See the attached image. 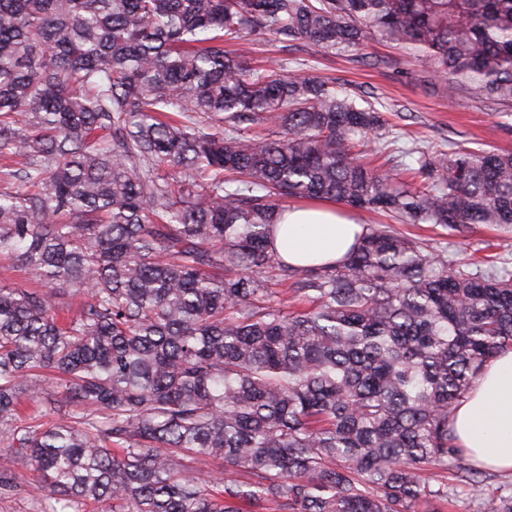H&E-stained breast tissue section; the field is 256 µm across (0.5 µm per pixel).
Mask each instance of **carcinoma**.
Wrapping results in <instances>:
<instances>
[{
    "label": "carcinoma",
    "mask_w": 512,
    "mask_h": 512,
    "mask_svg": "<svg viewBox=\"0 0 512 512\" xmlns=\"http://www.w3.org/2000/svg\"><path fill=\"white\" fill-rule=\"evenodd\" d=\"M413 48L512 112V0H0V495L38 512H418L486 476L452 413L512 347V271L381 224L337 265L269 247L293 203L512 226V152L368 167L390 125L224 41ZM83 297L75 306L68 298ZM54 414L44 424L40 418ZM220 459L205 487L196 464ZM454 483L448 484V471ZM12 259L0 256V286H19L23 288H41L38 278L30 271H15ZM16 472L20 486L12 495L0 497V512H35L34 503L38 496L36 475L26 465H18Z\"/></svg>",
    "instance_id": "cac0c4a2"
}]
</instances>
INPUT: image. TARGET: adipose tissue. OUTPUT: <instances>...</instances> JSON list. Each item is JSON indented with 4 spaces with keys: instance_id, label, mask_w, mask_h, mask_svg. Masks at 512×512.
<instances>
[{
    "instance_id": "adipose-tissue-1",
    "label": "adipose tissue",
    "mask_w": 512,
    "mask_h": 512,
    "mask_svg": "<svg viewBox=\"0 0 512 512\" xmlns=\"http://www.w3.org/2000/svg\"><path fill=\"white\" fill-rule=\"evenodd\" d=\"M362 231L360 223L335 206L294 208L276 225L273 246L291 266L335 264L346 257ZM452 419L458 442L473 461L512 471V349L499 352L485 365Z\"/></svg>"
}]
</instances>
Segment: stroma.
I'll use <instances>...</instances> for the list:
<instances>
[{
    "label": "stroma",
    "instance_id": "1",
    "mask_svg": "<svg viewBox=\"0 0 512 512\" xmlns=\"http://www.w3.org/2000/svg\"><path fill=\"white\" fill-rule=\"evenodd\" d=\"M250 52L271 65L287 62L292 72L303 69L335 79L352 94L379 97L398 134L386 149L395 165H404L401 151L413 145L439 158L456 145L512 151V113L490 110L463 93L449 96L447 79L418 61L412 49L374 39L340 54L300 41L285 47L261 39ZM396 230L422 239L433 254L447 252L457 264L491 255L512 268V229L479 224L469 233L451 235L439 226L400 224Z\"/></svg>",
    "mask_w": 512,
    "mask_h": 512
}]
</instances>
